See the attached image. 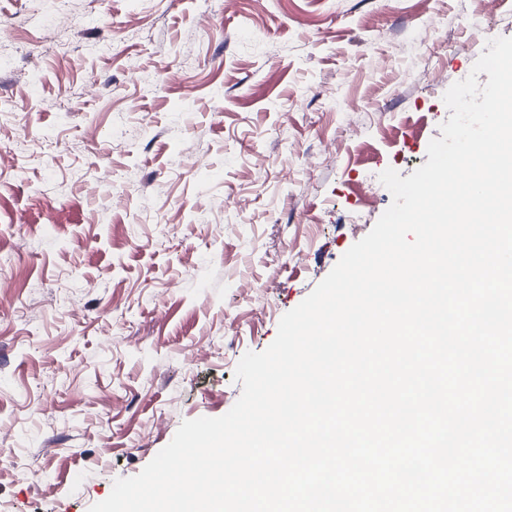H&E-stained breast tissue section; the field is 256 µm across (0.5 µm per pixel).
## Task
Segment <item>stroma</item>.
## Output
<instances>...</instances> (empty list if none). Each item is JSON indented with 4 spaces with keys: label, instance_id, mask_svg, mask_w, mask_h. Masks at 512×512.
Wrapping results in <instances>:
<instances>
[{
    "label": "stroma",
    "instance_id": "1",
    "mask_svg": "<svg viewBox=\"0 0 512 512\" xmlns=\"http://www.w3.org/2000/svg\"><path fill=\"white\" fill-rule=\"evenodd\" d=\"M486 29L512 0H0V512H89L227 413Z\"/></svg>",
    "mask_w": 512,
    "mask_h": 512
}]
</instances>
